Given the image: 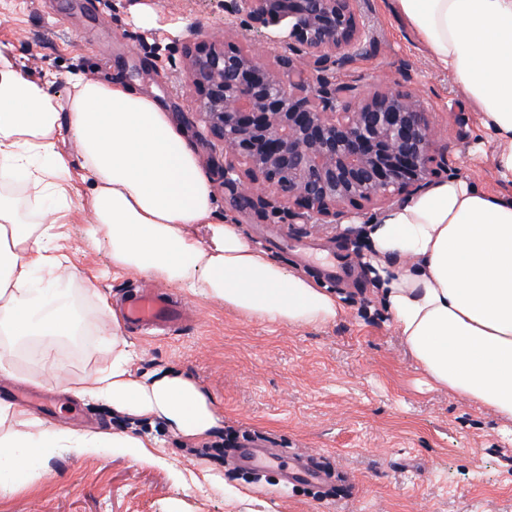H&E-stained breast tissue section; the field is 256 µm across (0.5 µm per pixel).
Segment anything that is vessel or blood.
I'll use <instances>...</instances> for the list:
<instances>
[{"mask_svg":"<svg viewBox=\"0 0 512 512\" xmlns=\"http://www.w3.org/2000/svg\"><path fill=\"white\" fill-rule=\"evenodd\" d=\"M119 314L128 326L147 333L170 331L195 318V312L190 306L174 300L161 289L148 286L139 287L123 297ZM280 459L287 462L286 470L290 481L316 485L323 479V472L319 467L321 458L317 455L287 449L278 453L251 443L240 448L237 456L239 463L254 469L266 468L271 462Z\"/></svg>","mask_w":512,"mask_h":512,"instance_id":"b4317fda","label":"vessel or blood"}]
</instances>
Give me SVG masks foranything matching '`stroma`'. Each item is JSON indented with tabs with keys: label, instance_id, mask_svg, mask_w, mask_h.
Returning a JSON list of instances; mask_svg holds the SVG:
<instances>
[{
	"label": "stroma",
	"instance_id": "stroma-1",
	"mask_svg": "<svg viewBox=\"0 0 512 512\" xmlns=\"http://www.w3.org/2000/svg\"><path fill=\"white\" fill-rule=\"evenodd\" d=\"M362 8L374 45L337 71V81L419 94L432 106L449 175L500 190L493 145L460 86L395 16L392 0H362ZM210 38L244 52L253 42L244 30H225L221 0H0V61L61 101L77 71L102 82L118 77L150 95L199 157L214 193L212 223L238 225L253 248L336 293L342 313L322 327L262 323L170 284L167 292L194 306L198 319L167 336L125 330L140 354L133 370L191 378L217 409L218 426L189 438L165 419L80 396L84 379L112 364L99 336L112 317L101 314L100 298L114 300L144 278L122 271L97 278L109 248L81 236L92 219V183L81 180L79 146L63 131L58 149L77 176L63 244L83 274L66 289L88 321L82 335L58 341V369L41 371L19 357L9 382L53 395L46 425L136 436L151 442L154 457L67 450L40 458L26 481L0 482V512H512V423L424 385L372 286L364 223L284 224L239 208L225 187L224 150L201 134L182 63L184 45ZM230 430L322 454L342 477L338 491L319 498L279 468L225 465L218 443ZM202 469L218 482L194 485L189 475Z\"/></svg>",
	"mask_w": 512,
	"mask_h": 512
}]
</instances>
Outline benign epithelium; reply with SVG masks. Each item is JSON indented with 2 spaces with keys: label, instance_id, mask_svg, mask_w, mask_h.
<instances>
[{
  "label": "benign epithelium",
  "instance_id": "benign-epithelium-1",
  "mask_svg": "<svg viewBox=\"0 0 512 512\" xmlns=\"http://www.w3.org/2000/svg\"><path fill=\"white\" fill-rule=\"evenodd\" d=\"M224 27L250 52L199 41L184 68L202 135L224 147L239 205L305 224L354 223L448 170L424 100L411 90L336 82L371 50L358 0H223Z\"/></svg>",
  "mask_w": 512,
  "mask_h": 512
}]
</instances>
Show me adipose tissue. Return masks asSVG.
<instances>
[{"label":"adipose tissue","instance_id":"adipose-tissue-1","mask_svg":"<svg viewBox=\"0 0 512 512\" xmlns=\"http://www.w3.org/2000/svg\"><path fill=\"white\" fill-rule=\"evenodd\" d=\"M435 63L476 104L495 146L497 179L512 186V0H394ZM67 101L43 84L0 69V180L31 186L33 224L0 194V334L19 342L77 335L61 295L81 279L63 253L51 215L67 210L74 174L58 150L69 125L93 184L92 223L82 235L106 241L112 265L186 288L245 316L293 328L335 323L338 296L251 247L236 225L214 224L213 190L185 131L149 95L115 81L70 77ZM208 225L209 243L194 234ZM382 306L430 387L445 389L512 420V196L451 176L369 224ZM109 369L87 377L80 395L119 410L164 418L195 437L218 424L189 378L134 376L136 353L120 324L110 331ZM0 463L25 471L57 448L93 455L117 450L152 458L127 434L48 428L0 401Z\"/></svg>","mask_w":512,"mask_h":512}]
</instances>
